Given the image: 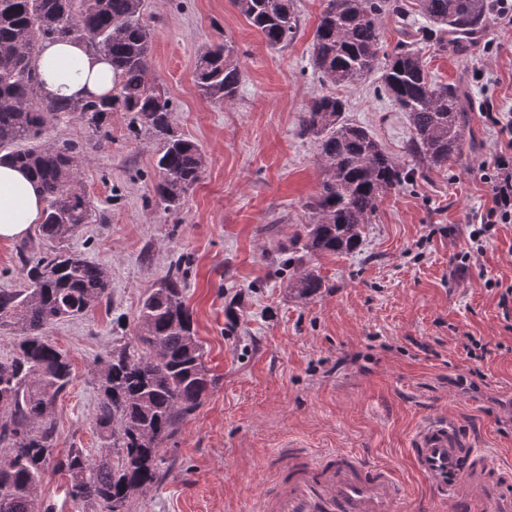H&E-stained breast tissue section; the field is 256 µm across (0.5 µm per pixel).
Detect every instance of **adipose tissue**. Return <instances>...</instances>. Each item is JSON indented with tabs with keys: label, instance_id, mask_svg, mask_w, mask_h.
<instances>
[{
	"label": "adipose tissue",
	"instance_id": "ef3b65f1",
	"mask_svg": "<svg viewBox=\"0 0 512 512\" xmlns=\"http://www.w3.org/2000/svg\"><path fill=\"white\" fill-rule=\"evenodd\" d=\"M45 93L69 101L111 93L118 81L111 64L79 43H46L40 59ZM44 202L35 179L9 159L0 160V241L26 237Z\"/></svg>",
	"mask_w": 512,
	"mask_h": 512
}]
</instances>
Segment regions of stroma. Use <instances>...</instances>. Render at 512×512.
<instances>
[{
    "label": "stroma",
    "mask_w": 512,
    "mask_h": 512,
    "mask_svg": "<svg viewBox=\"0 0 512 512\" xmlns=\"http://www.w3.org/2000/svg\"><path fill=\"white\" fill-rule=\"evenodd\" d=\"M323 0H294L296 38L267 46L231 0H148L151 72L169 99L176 130L208 158L181 208L153 203L157 144L112 113L101 132L69 120L45 138L81 146V187L95 207L73 250L104 267L107 304L51 325L46 335L72 365L69 390L54 409L58 450L98 446L93 414L100 360L136 333L142 297L169 264L186 257V299L215 388L166 444L158 482L134 512H251L272 483L278 455L343 449L390 464L412 494L429 491L409 449L427 419L447 417L463 440L492 458L512 459V224L496 225L479 262H463L471 226L491 206L480 164L501 140L486 125V102L512 112V27L489 19L466 52L424 46L434 80L469 91L462 153L439 170L383 195L360 253L304 255L323 293L301 300L280 270V248L311 223L322 179L317 148L299 119L322 94L342 97L351 122L368 127L409 162L405 113L377 75L350 86L322 81L311 43ZM242 70L235 101L204 99L194 82L197 55L223 38ZM494 287H487V280ZM486 344L467 357L465 337ZM41 512H99L73 499L67 477L47 466Z\"/></svg>",
    "instance_id": "stroma-1"
}]
</instances>
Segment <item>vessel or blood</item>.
<instances>
[{"instance_id": "1", "label": "vessel or blood", "mask_w": 512, "mask_h": 512, "mask_svg": "<svg viewBox=\"0 0 512 512\" xmlns=\"http://www.w3.org/2000/svg\"><path fill=\"white\" fill-rule=\"evenodd\" d=\"M414 471L449 512H512V469L464 444L444 418L425 421L409 450ZM281 481L255 496L253 512H398L406 486L395 469L356 453L278 459Z\"/></svg>"}]
</instances>
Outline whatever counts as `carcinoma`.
<instances>
[{
  "label": "carcinoma",
  "mask_w": 512,
  "mask_h": 512,
  "mask_svg": "<svg viewBox=\"0 0 512 512\" xmlns=\"http://www.w3.org/2000/svg\"><path fill=\"white\" fill-rule=\"evenodd\" d=\"M324 2L312 42L314 68L338 87L380 70L383 91L407 116L408 155L428 169L447 166L462 151L466 91L433 80L413 41L382 52L384 19L407 23L400 0ZM417 2L425 19L419 41L438 46L480 37L489 16L488 0ZM232 3L271 48L288 45L297 34L293 0ZM144 11L145 0H0V152L38 180L44 199L38 241L51 247L35 261L20 253L26 286L0 290V331L17 335L13 356L0 361V512H37L42 476L52 461L69 476L75 499L97 504L100 512H132L134 497L160 478L163 445L216 384L176 266L145 294L135 339L113 346L101 361L96 454L71 448L60 456L54 448L53 409L72 382V368L45 330L96 309L109 296L110 279L70 248L79 227L93 217L79 180L82 151L46 140L44 131L77 117L98 133L110 113H130L158 141L154 197L166 210L179 208L207 164L194 141L175 133L170 100L151 80L152 33ZM46 41H77L105 57L118 75L116 92L80 102L47 96L39 65ZM194 74L204 98L232 104L242 80L234 45L227 40L200 52ZM345 112V101L331 94L314 98L302 113L300 132L314 139L323 179L312 222L283 247L290 266L301 250L360 252L380 196L412 174ZM324 287L306 268L288 280L302 300Z\"/></svg>",
  "instance_id": "1"
}]
</instances>
